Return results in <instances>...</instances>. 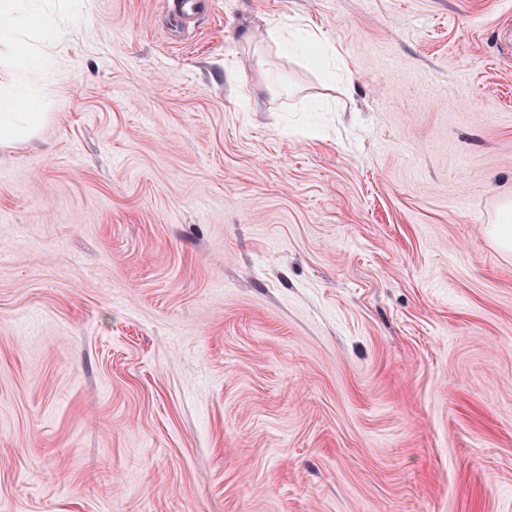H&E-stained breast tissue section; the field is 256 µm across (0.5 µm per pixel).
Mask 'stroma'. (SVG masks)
Wrapping results in <instances>:
<instances>
[{
  "label": "stroma",
  "instance_id": "obj_1",
  "mask_svg": "<svg viewBox=\"0 0 512 512\" xmlns=\"http://www.w3.org/2000/svg\"><path fill=\"white\" fill-rule=\"evenodd\" d=\"M57 9L0 144V512H512V0ZM512 204H505L499 211L496 224H489L488 234L505 252H512Z\"/></svg>",
  "mask_w": 512,
  "mask_h": 512
}]
</instances>
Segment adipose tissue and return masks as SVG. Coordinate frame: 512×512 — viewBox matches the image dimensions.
Returning <instances> with one entry per match:
<instances>
[{
    "instance_id": "obj_1",
    "label": "adipose tissue",
    "mask_w": 512,
    "mask_h": 512,
    "mask_svg": "<svg viewBox=\"0 0 512 512\" xmlns=\"http://www.w3.org/2000/svg\"><path fill=\"white\" fill-rule=\"evenodd\" d=\"M39 29L44 36L63 40L65 34L59 29L51 9H27L21 0H0V41L14 42L18 54L17 69L20 83L8 94L0 93V142H7L23 130L37 128L43 119L41 104L37 96L29 93L23 83L30 71L46 68V57L29 50L22 39L25 29Z\"/></svg>"
}]
</instances>
